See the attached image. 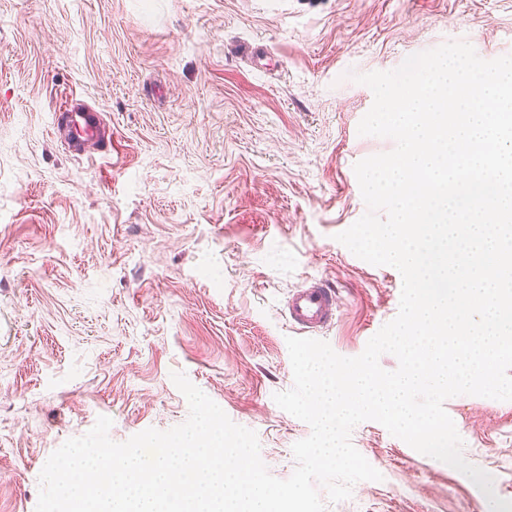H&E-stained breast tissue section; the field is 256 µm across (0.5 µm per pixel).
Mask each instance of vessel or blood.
I'll use <instances>...</instances> for the list:
<instances>
[{"label":"vessel or blood","instance_id":"obj_1","mask_svg":"<svg viewBox=\"0 0 512 512\" xmlns=\"http://www.w3.org/2000/svg\"><path fill=\"white\" fill-rule=\"evenodd\" d=\"M55 137L74 151H82L89 142L98 144L100 150H107L104 128L100 115L85 105H70L65 112L64 124H53ZM336 294L324 283L312 282L296 289L288 296L286 317L289 323L302 332H318L329 327L336 317Z\"/></svg>","mask_w":512,"mask_h":512}]
</instances>
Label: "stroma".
I'll use <instances>...</instances> for the list:
<instances>
[{
  "label": "stroma",
  "instance_id": "stroma-1",
  "mask_svg": "<svg viewBox=\"0 0 512 512\" xmlns=\"http://www.w3.org/2000/svg\"><path fill=\"white\" fill-rule=\"evenodd\" d=\"M458 39L512 55V0H0V512H35L48 457L98 417L116 442L183 423L175 372L291 476L311 429L273 400L293 385L289 293L335 289L318 337L346 357L400 306L399 271L335 239L367 210L355 164L395 147L359 135L373 93L352 76ZM72 91L108 154L55 142ZM444 407L512 500V401ZM351 441L382 478L326 512L489 506L378 422Z\"/></svg>",
  "mask_w": 512,
  "mask_h": 512
}]
</instances>
